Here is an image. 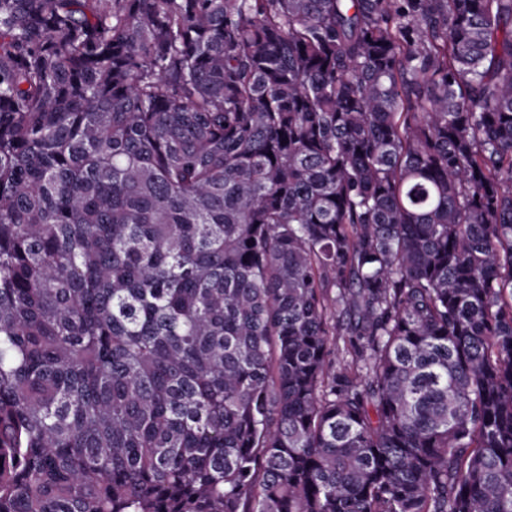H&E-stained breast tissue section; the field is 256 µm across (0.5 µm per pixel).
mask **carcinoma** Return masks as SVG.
<instances>
[{
  "label": "carcinoma",
  "instance_id": "1",
  "mask_svg": "<svg viewBox=\"0 0 512 512\" xmlns=\"http://www.w3.org/2000/svg\"><path fill=\"white\" fill-rule=\"evenodd\" d=\"M0 512H512V0H0Z\"/></svg>",
  "mask_w": 512,
  "mask_h": 512
}]
</instances>
